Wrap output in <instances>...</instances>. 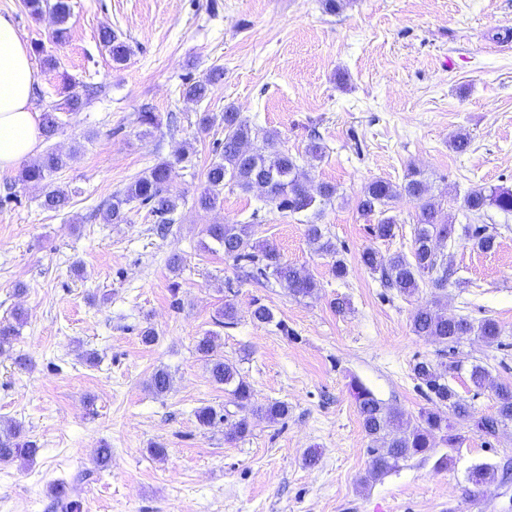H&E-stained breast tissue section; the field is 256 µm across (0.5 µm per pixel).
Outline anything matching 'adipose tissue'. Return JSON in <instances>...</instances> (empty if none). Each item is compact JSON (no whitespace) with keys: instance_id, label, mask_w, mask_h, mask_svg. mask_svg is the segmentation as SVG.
<instances>
[{"instance_id":"ef3b65f1","label":"adipose tissue","mask_w":512,"mask_h":512,"mask_svg":"<svg viewBox=\"0 0 512 512\" xmlns=\"http://www.w3.org/2000/svg\"><path fill=\"white\" fill-rule=\"evenodd\" d=\"M38 82L26 44L0 14V175L36 154L41 125L32 100Z\"/></svg>"}]
</instances>
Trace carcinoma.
I'll return each mask as SVG.
<instances>
[{"instance_id":"1","label":"carcinoma","mask_w":512,"mask_h":512,"mask_svg":"<svg viewBox=\"0 0 512 512\" xmlns=\"http://www.w3.org/2000/svg\"><path fill=\"white\" fill-rule=\"evenodd\" d=\"M25 7L33 16H40L51 9L58 27L53 32V41L64 42L68 37L65 27L71 13L69 0H24ZM101 41L112 61L121 64L127 60L128 46L109 30L101 34ZM220 77L214 72L205 81L187 82L184 94L193 100H203L209 94V86ZM224 146L221 159L213 163L206 174L205 186L197 196L196 203L202 210H214L224 202V188L234 186L249 192L259 182L265 186L266 201L280 212L292 214L315 209L330 201L336 195V186L329 183L314 185L302 175L297 160L288 151L278 146L273 134L263 137V144L253 145L257 138L253 128L240 117L232 106L224 108ZM70 156L47 151L39 158L25 165L19 174L24 184L39 185L51 179L54 173L65 168ZM183 161L160 160L145 175L137 178L123 192L115 197L103 213L107 224L128 222L125 206L133 201L152 206V212L161 218L156 225V234L164 237L170 231L166 216L178 207L179 197L168 190L170 174L175 164ZM399 199H406L415 207V227L411 255L398 252L388 256L367 247L362 251L361 261L370 270L380 275L383 287L393 289L404 296L413 295L419 288V280L428 277L433 288L448 287L452 272L438 260L435 242L452 238L453 225L444 219L441 202L430 195L420 173L410 170L402 183L377 179L371 181L359 198L357 210L366 221L378 216L377 223L369 226L371 235L380 240L395 236L397 218L389 214V206ZM69 200L61 187L52 188L44 194L42 207L59 211ZM494 207L504 213L512 212V190L500 187H477L470 190L460 204L467 217L479 216ZM203 233L215 249L224 252V257L236 263L242 261L255 267L266 276L271 275L288 294L295 298H312L317 294L315 279L302 273L297 267L283 260L279 250L270 244L253 241L254 230L250 224H208ZM465 233L473 246L483 252L496 249V236L488 232L487 226L468 224ZM305 235L316 252L334 257L331 270L334 276L343 278L347 266L339 258V251L331 238L326 236L320 224H308ZM437 301L420 305L412 318V331L418 336H431L445 344H455L466 336H476L487 344L499 342L502 330L498 322L485 318L475 324L466 317L450 318L436 309ZM25 320V313L16 309L12 319L0 322V352L11 346L19 336V327ZM219 334L208 331L198 338L196 351L205 361L214 383L224 386V392L231 396L240 412L228 441L237 440L250 432V417L260 415L271 423L286 418L288 406L281 402L257 404L248 383L239 375L233 364L224 361L220 354ZM414 374L426 388L427 400L452 411L463 421L473 420V427L487 437L496 436L499 427L512 423V386H495L496 411L490 416L472 419L467 403L460 398L448 383V366L419 361L414 365ZM172 377L165 368L157 369L151 376L149 387L157 396H163L171 389ZM350 390L355 400L361 424L369 439L367 454L370 457L371 472L381 477L399 467L411 458L427 457L435 448L443 445L455 448L459 437L453 433V426L441 412L426 410L412 423L403 415L392 411L375 397L373 392L359 381L351 382ZM202 427H212L224 420V414L212 406H202L195 411ZM37 446L22 439V428L11 423L0 428V463L16 459L31 458Z\"/></svg>"}]
</instances>
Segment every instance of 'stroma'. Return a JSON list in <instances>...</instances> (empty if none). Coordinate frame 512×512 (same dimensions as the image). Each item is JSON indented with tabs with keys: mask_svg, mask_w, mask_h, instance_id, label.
Returning <instances> with one entry per match:
<instances>
[{
	"mask_svg": "<svg viewBox=\"0 0 512 512\" xmlns=\"http://www.w3.org/2000/svg\"><path fill=\"white\" fill-rule=\"evenodd\" d=\"M66 43H53L51 14L32 18L22 0H0L33 55L41 83L34 107L62 101L63 84L92 90L85 108L61 113L62 127L39 152L71 154L52 177L70 204L42 208V189L0 176V321L28 313L0 353V422H15L38 447L30 460L0 464V512H64L51 489L64 484L81 512H512V485H473L475 465L512 463V424L486 437L460 422L453 461L415 457L375 478L369 474L352 381L386 406L417 420L429 403L415 362L450 365L449 384L475 416L495 412L493 384L512 385V214L488 209L481 221L497 248H473L458 205L477 185L512 189V0H342L327 12L320 0H70ZM111 28L131 54L113 63L100 41ZM52 55L55 67L42 63ZM224 76L205 100L183 94L187 81ZM235 106L259 133H274L314 182L336 186L320 219L344 258L336 278L331 257L315 252L302 214L271 210L260 191H225L204 211L194 201L224 143L222 114ZM174 125L147 132L143 108ZM214 117L200 130L201 113ZM467 134L466 152L449 142ZM326 146L315 159L313 138ZM181 149L169 182L180 198L170 231L158 236L149 207L131 202L124 224L99 210L162 159ZM421 171L442 198L453 241L437 254L463 287L435 291L421 281L407 297L381 287L361 259L365 248L410 253L415 208L391 205L396 235L373 238L357 211L365 186L402 182ZM208 224L253 225L257 241L312 276L316 297L297 299L273 278L242 276L223 252L205 249ZM182 259L179 273L168 268ZM348 302L336 312L335 299ZM438 299L440 311L472 321L495 319L500 344L474 336L445 345L415 335L412 316ZM274 314L250 317L253 301ZM238 310L219 329L220 350L237 366L258 402L287 403L276 423L254 418L252 432L229 442L238 419L223 386L212 382L195 344L215 328L225 302ZM152 327L157 339L143 343ZM26 356V367L16 359ZM492 386L474 387L472 365ZM172 387L155 396L156 369ZM222 410L201 427L195 411ZM109 445L112 464L96 471V448ZM163 445L164 458L148 450ZM318 461L308 465V453Z\"/></svg>",
	"mask_w": 512,
	"mask_h": 512,
	"instance_id": "1",
	"label": "stroma"
}]
</instances>
